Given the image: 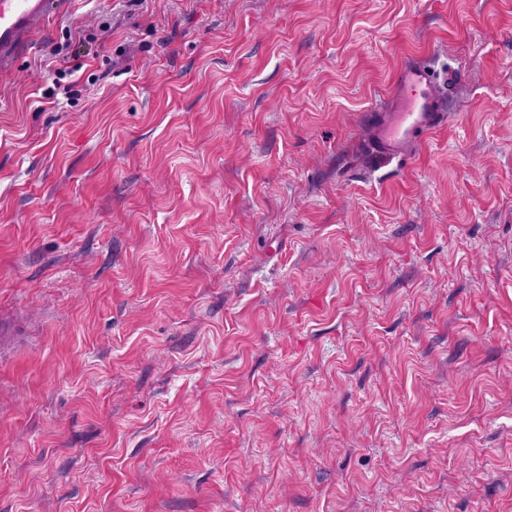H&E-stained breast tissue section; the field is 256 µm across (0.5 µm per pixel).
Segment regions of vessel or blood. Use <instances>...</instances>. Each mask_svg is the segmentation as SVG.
<instances>
[{"label":"vessel or blood","mask_w":512,"mask_h":512,"mask_svg":"<svg viewBox=\"0 0 512 512\" xmlns=\"http://www.w3.org/2000/svg\"><path fill=\"white\" fill-rule=\"evenodd\" d=\"M67 8L68 0H0V74L10 72L39 28ZM448 117V100L434 71L406 60L397 71L395 90L366 114V149L382 160L413 156Z\"/></svg>","instance_id":"1"}]
</instances>
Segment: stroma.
Here are the masks:
<instances>
[{
	"instance_id": "obj_1",
	"label": "stroma",
	"mask_w": 512,
	"mask_h": 512,
	"mask_svg": "<svg viewBox=\"0 0 512 512\" xmlns=\"http://www.w3.org/2000/svg\"><path fill=\"white\" fill-rule=\"evenodd\" d=\"M410 57L452 116L380 163ZM0 512H512V0L48 21L0 75Z\"/></svg>"
}]
</instances>
